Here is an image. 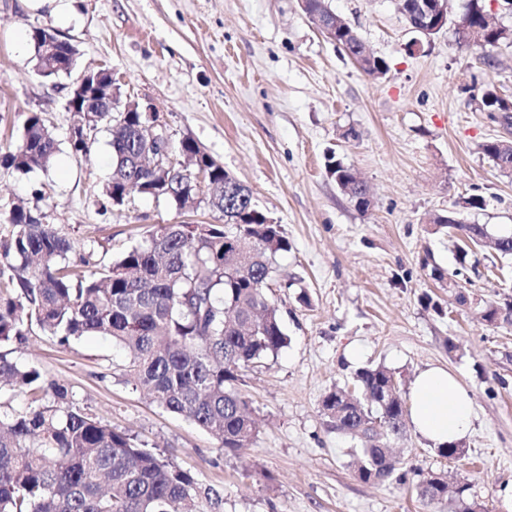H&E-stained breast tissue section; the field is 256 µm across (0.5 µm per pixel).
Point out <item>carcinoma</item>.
I'll return each instance as SVG.
<instances>
[{"mask_svg":"<svg viewBox=\"0 0 512 512\" xmlns=\"http://www.w3.org/2000/svg\"><path fill=\"white\" fill-rule=\"evenodd\" d=\"M421 0H400L406 22L422 24ZM308 17L332 23L326 0H307ZM483 0H468L461 19L489 28L485 45L512 41V29L490 25ZM336 25L333 41L352 58L361 44ZM484 107L501 113L512 125V101L488 90ZM93 122L107 124L114 174L104 187L124 205L136 191L152 196L156 173L135 163L145 114L130 112L115 125L108 112ZM481 152L502 172H512V142L493 139ZM56 140L41 113L27 112L19 143L0 151V166L27 173L47 169ZM210 179L224 184L229 173L209 153ZM340 191L362 210L370 206L368 190L357 172L329 160ZM190 192L160 199L179 211H192ZM222 224H159L144 245H134L108 268L75 277L70 240L31 209L15 206L11 226L0 241V279L12 288L0 293V344H20L37 327L62 345L97 335L125 351V381L151 395L161 406L202 428L219 448L236 453L253 442L257 427L245 394L237 384L241 372L275 356L288 345L278 309L268 288L275 256L288 250L280 225L258 209L242 184L217 195ZM431 223L457 231L467 251L488 237L480 224H464L435 214ZM490 324H512V301L490 304ZM393 372L365 368L353 389L336 386L321 401L327 425L355 442L357 476L365 483L407 482L389 442L406 431L408 408L389 393ZM31 396L22 411L0 412V512H223L224 495L204 485L188 470L161 457L126 431L112 428L74 406L68 389L46 383L35 366H20L0 355V390ZM419 496L429 502L448 496L440 473H414Z\"/></svg>","mask_w":512,"mask_h":512,"instance_id":"carcinoma-1","label":"carcinoma"}]
</instances>
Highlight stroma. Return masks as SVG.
Here are the masks:
<instances>
[{"label": "stroma", "instance_id": "obj_1", "mask_svg": "<svg viewBox=\"0 0 512 512\" xmlns=\"http://www.w3.org/2000/svg\"><path fill=\"white\" fill-rule=\"evenodd\" d=\"M332 10L388 65L371 79L306 17L300 0H71V17L29 0H0V147L17 144L24 113L53 130L52 166L0 167V238L15 205L36 209L75 247L71 262L108 266L159 224H218L208 207L180 216L134 193L100 211L112 175L110 134L74 155L67 106L75 76L110 69L120 102L152 105L172 143L194 139L247 186L290 247L276 255L267 291L288 347L244 372L239 384L258 421L233 455L191 421L126 383L111 340L69 345L37 332L0 346L65 385L73 403L224 493V512H448L414 483L361 481L349 440L329 429L320 400L363 367L395 373L402 394L431 365L469 388L475 421L465 457L438 456L414 427L394 443L407 467L469 484L484 512H512V325H490L485 307L512 297V257L460 242L428 219L454 212L490 235L512 231V174L481 153L512 140L486 90L512 99V43L490 51L459 44L454 25L416 40L397 0H329ZM58 31L76 48L71 76L37 75L32 28ZM357 170L371 204L358 210L327 167ZM482 198L466 209L463 199ZM444 280L432 278L433 269ZM465 292L466 305L455 300ZM308 303H301L300 293Z\"/></svg>", "mask_w": 512, "mask_h": 512}]
</instances>
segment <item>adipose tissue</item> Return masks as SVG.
<instances>
[{"mask_svg":"<svg viewBox=\"0 0 512 512\" xmlns=\"http://www.w3.org/2000/svg\"><path fill=\"white\" fill-rule=\"evenodd\" d=\"M473 401L454 374L439 366L422 370L410 389L415 429L433 444L463 440L473 425Z\"/></svg>","mask_w":512,"mask_h":512,"instance_id":"1","label":"adipose tissue"}]
</instances>
